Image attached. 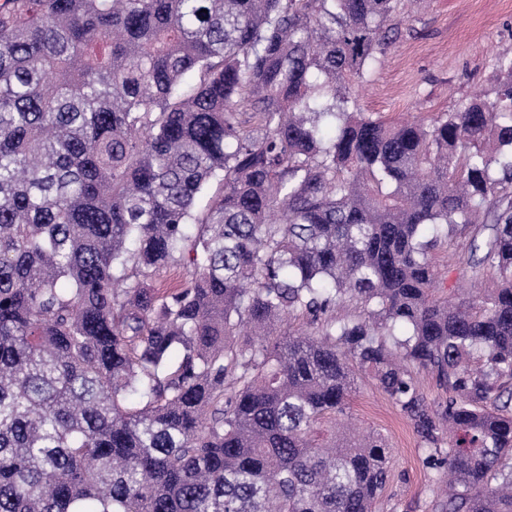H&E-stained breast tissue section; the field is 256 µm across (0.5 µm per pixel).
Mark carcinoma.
<instances>
[{
	"label": "carcinoma",
	"mask_w": 512,
	"mask_h": 512,
	"mask_svg": "<svg viewBox=\"0 0 512 512\" xmlns=\"http://www.w3.org/2000/svg\"><path fill=\"white\" fill-rule=\"evenodd\" d=\"M403 5L0 0V512H374L363 372L440 512H512V57L375 118ZM460 255L461 250L452 247L448 248L446 251L440 252L435 258L439 275L447 286V288L440 291L447 293L448 297L452 298L455 302L468 297L467 292L455 290L458 287L471 289L470 292L475 291V288H477V283L470 280V274L464 272V265L462 264Z\"/></svg>",
	"instance_id": "carcinoma-1"
}]
</instances>
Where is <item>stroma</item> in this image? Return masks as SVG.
<instances>
[{
  "label": "stroma",
  "mask_w": 512,
  "mask_h": 512,
  "mask_svg": "<svg viewBox=\"0 0 512 512\" xmlns=\"http://www.w3.org/2000/svg\"><path fill=\"white\" fill-rule=\"evenodd\" d=\"M402 35L357 88L363 112L399 119L450 111L485 91L496 59L512 55V0H423L400 25ZM458 249L440 252L436 265L453 301L474 283ZM347 415L382 433L391 448V480L376 512H438L441 475L409 420L371 378H362Z\"/></svg>",
  "instance_id": "1"
}]
</instances>
